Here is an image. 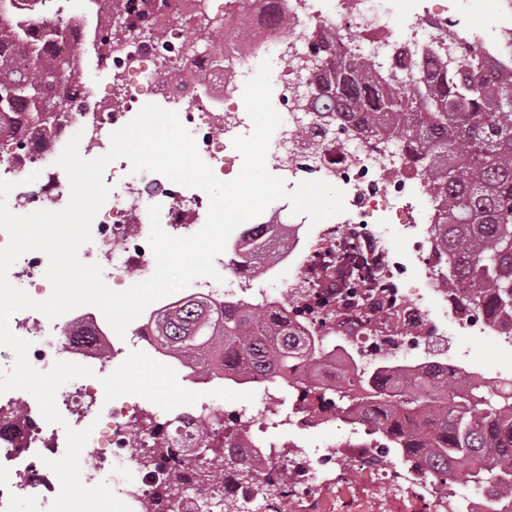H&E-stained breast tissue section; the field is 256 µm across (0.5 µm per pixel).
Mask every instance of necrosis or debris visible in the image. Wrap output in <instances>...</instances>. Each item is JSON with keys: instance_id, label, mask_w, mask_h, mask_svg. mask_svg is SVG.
<instances>
[{"instance_id": "necrosis-or-debris-1", "label": "necrosis or debris", "mask_w": 512, "mask_h": 512, "mask_svg": "<svg viewBox=\"0 0 512 512\" xmlns=\"http://www.w3.org/2000/svg\"><path fill=\"white\" fill-rule=\"evenodd\" d=\"M67 8L37 14L33 24L49 51L92 58L105 82L97 84L76 74L66 89L76 104L59 114L44 138L17 146L0 138V175L13 182L7 202L19 215L40 209L59 210L69 200L68 177L56 159L73 130L83 132L88 155L99 157L111 147V135L130 122L149 103L176 107L194 137L202 159L217 178L238 176L242 158L233 140L251 134L253 124L241 105L245 84L262 61H271L272 86L282 122L269 151L274 171L287 190L306 180H323L344 192L345 210L322 224H310L303 214H289L290 242L285 259L293 272L290 294L303 298L309 312L293 315L296 328L322 339L329 356L326 378L337 372L370 370L382 359L394 368H445L460 382L475 376L471 365L432 353L440 339L494 336L512 349V328L494 324L456 303L446 291L430 288L431 280L448 273V255L438 249L431 228L437 222L433 196L423 175L415 173L402 155L383 143L352 135L336 157L314 158L301 152L297 135L336 142V124L317 113L305 95L318 71L347 55L374 57L386 70L400 65L420 72V59L448 37V52L466 51L487 65L512 68V0H499L500 20L489 27L473 25L455 0H407L408 11L398 28H391L390 0H67ZM288 17L289 30L278 21ZM339 32L327 55L318 52L326 32ZM178 74L173 82L158 80L160 70ZM106 182L112 192L97 213L93 240L80 250L84 262L99 263L103 276L122 286L130 271L148 279L155 258L148 245V208L161 207L166 232L188 236L204 225L209 200L206 193L170 181L152 172L135 173L128 160L110 164ZM399 232V244H390L388 226ZM217 278H196L192 284L148 307L158 313L189 296H203L216 305L259 295L264 303L279 298L259 274L238 269L232 253L214 260ZM45 256L29 252L11 267L15 286L41 299L50 284L44 276ZM393 315L396 334L384 326L365 324L371 303ZM15 335L32 343L31 363L49 370L55 361L75 362L93 369L90 378L73 380L58 391L57 407L63 424L47 423L36 400L26 391L0 394V512H15L26 502L31 512H46L57 495L59 480L46 462L63 456L66 431L90 429L81 454L85 485L108 482L132 512H143L145 500L161 485L178 481L173 465L146 466L156 439L174 448H196L197 426L212 421L208 442L224 445L225 419L247 421L250 429L237 446L242 459L259 475L281 459L288 443L259 439L269 405L281 403L266 377L248 382L249 401L225 405L223 375L187 374L200 399L172 411L149 402L129 404L124 398L105 401L100 380L119 367L134 350L180 369L151 337L134 327L127 339L109 338V325L92 306L72 310L56 322L43 314L23 310L9 321ZM291 411L283 428L311 431L334 422V409L306 401L301 388L290 394ZM22 407V419L10 415Z\"/></svg>"}]
</instances>
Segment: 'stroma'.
<instances>
[{"instance_id":"obj_1","label":"stroma","mask_w":512,"mask_h":512,"mask_svg":"<svg viewBox=\"0 0 512 512\" xmlns=\"http://www.w3.org/2000/svg\"><path fill=\"white\" fill-rule=\"evenodd\" d=\"M487 373L512 372V352L501 349L496 337L472 336L456 340L450 350ZM346 426L329 428L300 438L302 465H316L328 454L333 463L324 478L308 492L280 502L279 512H451L454 499L433 498L430 488L405 480L406 465L389 454L383 468L354 460L344 450Z\"/></svg>"}]
</instances>
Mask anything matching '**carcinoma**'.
<instances>
[{
    "mask_svg": "<svg viewBox=\"0 0 512 512\" xmlns=\"http://www.w3.org/2000/svg\"><path fill=\"white\" fill-rule=\"evenodd\" d=\"M24 57L0 53V113L13 112L18 102L29 105L16 131L26 134L46 123L39 112L51 108L54 90L74 77L67 56L45 57L42 42L28 30L5 23ZM439 70L424 84L381 74L357 58L336 61L313 91L322 112L336 113L339 122L355 121L368 137H382L407 151L423 170L442 207L437 238L454 260L441 286L450 292L460 279L482 284L481 303L493 315L512 311V74L487 68L478 57L462 62L443 53ZM288 225H271L267 238L248 237L235 245L237 259L250 268L272 259L274 241H286ZM151 331L171 356L197 372L213 369V354L224 353V370L248 375L270 373L281 383L302 362L314 368L318 352L295 337L288 319L263 305L236 306L218 313L205 299H190L164 310L151 321ZM304 395L359 417L386 439L412 472L432 477L435 492L461 483L492 484L488 512H512V389L491 401L482 379L461 388L456 376L441 372L429 380L420 373L386 369L343 378L336 400L310 385ZM434 398L447 408L427 414ZM201 476L224 488V506L232 505L228 485L254 480V473L236 458L207 449ZM303 469L284 465L267 478L260 512L297 491ZM182 488H160L144 512L178 510Z\"/></svg>",
    "mask_w": 512,
    "mask_h": 512,
    "instance_id": "1",
    "label": "carcinoma"
}]
</instances>
